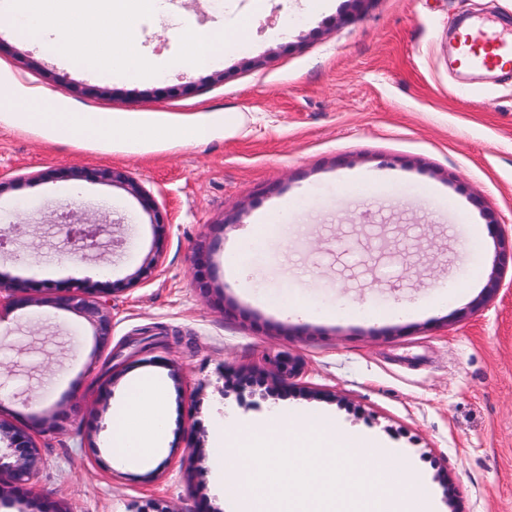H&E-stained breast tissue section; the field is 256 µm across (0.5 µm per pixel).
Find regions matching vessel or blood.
Wrapping results in <instances>:
<instances>
[{
  "mask_svg": "<svg viewBox=\"0 0 512 512\" xmlns=\"http://www.w3.org/2000/svg\"><path fill=\"white\" fill-rule=\"evenodd\" d=\"M452 64L462 72L511 74L512 30L498 27L490 18L469 23L459 35Z\"/></svg>",
  "mask_w": 512,
  "mask_h": 512,
  "instance_id": "b4317fda",
  "label": "vessel or blood"
}]
</instances>
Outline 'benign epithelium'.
<instances>
[{
	"mask_svg": "<svg viewBox=\"0 0 512 512\" xmlns=\"http://www.w3.org/2000/svg\"><path fill=\"white\" fill-rule=\"evenodd\" d=\"M100 177L126 187L142 199L146 210H153V199L128 173L117 169L102 170ZM490 228L496 234L497 251L490 278L483 289L485 297L499 288L502 274L512 265V235L508 234L505 225L496 221ZM57 230L63 238V254L97 246L95 224H59ZM95 292L96 289L90 287L78 292L59 294L53 298V302L59 308L84 318L104 345L112 336V307L108 301L94 298ZM28 302L29 298L22 295L21 290L9 286L0 276V304L14 303L23 306ZM300 367L298 360L289 356L283 357L277 361L275 377L270 378L263 371L239 372L224 380V385L218 392L223 397L233 392L238 401L248 398L257 405L288 390V380ZM2 443L5 448L0 450V495H24L33 492L36 489L34 480L43 464L41 448L35 436L21 427L0 420V444Z\"/></svg>",
	"mask_w": 512,
	"mask_h": 512,
	"instance_id": "benign-epithelium-1",
	"label": "benign epithelium"
}]
</instances>
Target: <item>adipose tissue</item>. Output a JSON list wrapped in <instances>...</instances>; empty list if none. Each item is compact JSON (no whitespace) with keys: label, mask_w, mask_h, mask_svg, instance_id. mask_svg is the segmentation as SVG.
Instances as JSON below:
<instances>
[{"label":"adipose tissue","mask_w":512,"mask_h":512,"mask_svg":"<svg viewBox=\"0 0 512 512\" xmlns=\"http://www.w3.org/2000/svg\"><path fill=\"white\" fill-rule=\"evenodd\" d=\"M10 102V115L20 125L39 127L58 139L103 143L119 135L133 143H150L162 136L157 121L131 116L109 119L97 112H76L39 88L21 89ZM290 213L284 204L276 212L259 215L255 224L241 233L237 248L227 253L225 265L245 292L261 294L262 285L253 274L249 256L276 233L278 225L287 222ZM169 422L165 383L155 378L138 379L126 389L116 407L108 433L109 448L128 462L143 460L160 447Z\"/></svg>","instance_id":"1"}]
</instances>
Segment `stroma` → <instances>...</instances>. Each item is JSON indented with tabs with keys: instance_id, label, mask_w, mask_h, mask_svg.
Returning a JSON list of instances; mask_svg holds the SVG:
<instances>
[{
	"instance_id": "obj_1",
	"label": "stroma",
	"mask_w": 512,
	"mask_h": 512,
	"mask_svg": "<svg viewBox=\"0 0 512 512\" xmlns=\"http://www.w3.org/2000/svg\"><path fill=\"white\" fill-rule=\"evenodd\" d=\"M333 3L170 0L167 15L136 27L144 55L175 56L179 42L156 29L187 23L223 30L236 48L216 68L149 83L100 81L0 26V77L74 109L226 119L207 143L140 149L0 119V274L35 299L0 307V418L36 430L43 455L36 495L0 500V512H41L46 499L64 512L148 500L197 512L202 499L229 512L209 463L192 468L188 432L207 450L215 421L242 427L293 408L320 411L409 466L436 512H512V286L471 308L495 254L489 222L512 225V78L448 66L460 20L492 14L511 28L512 0ZM74 167L131 173L155 212L109 181L74 182ZM359 177L374 194L351 193ZM285 201L305 207L251 260L262 297L242 295L225 253ZM65 212L102 224L97 250L60 258ZM157 221L169 226L161 243ZM152 253L154 278L130 283ZM89 281L112 306L104 346L49 301ZM286 300L335 315H279L272 305ZM344 300L352 309L340 310ZM401 301L413 309L394 315ZM279 353L304 363L287 397L246 408L216 392L221 367L265 369ZM143 376L164 380L174 415L165 446L133 468L111 456L106 433ZM53 416L59 429L39 432Z\"/></svg>"
}]
</instances>
